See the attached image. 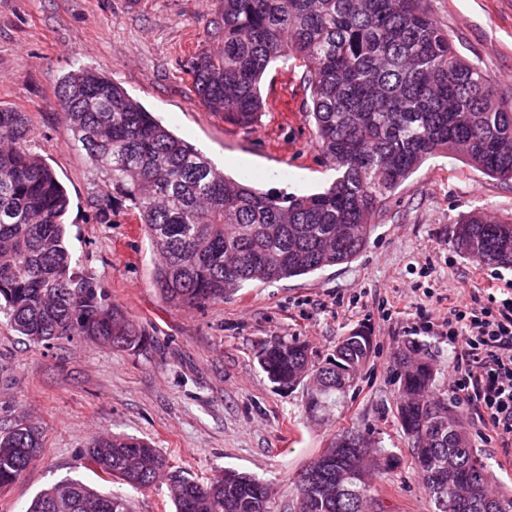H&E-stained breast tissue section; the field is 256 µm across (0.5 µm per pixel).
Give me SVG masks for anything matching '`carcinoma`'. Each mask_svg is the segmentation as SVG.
Masks as SVG:
<instances>
[{"label":"carcinoma","mask_w":512,"mask_h":512,"mask_svg":"<svg viewBox=\"0 0 512 512\" xmlns=\"http://www.w3.org/2000/svg\"><path fill=\"white\" fill-rule=\"evenodd\" d=\"M216 53L191 66L206 109L247 128L266 108L260 84L269 67L293 61L306 70L314 142L335 179L323 191H264L224 174L174 135L104 71L78 67L62 78L61 112L104 177L93 201L100 223L124 212L138 220L155 254L154 287L179 310L222 301L241 288L307 276L348 263L366 247L374 218L429 158L455 153L485 175L512 180V93L499 92L478 65L459 57L426 0H222ZM67 193L29 144L26 113L0 106V312L35 344L80 336L133 351L144 331L106 289L73 266L63 217ZM452 245L487 265L512 268V217L473 213L456 225ZM372 353L354 331L318 364L312 414L336 405ZM297 339L265 342L258 364L268 380L290 386L312 366ZM398 423L425 491L449 508L437 512H512L505 493L462 432V417L433 394L424 359L402 362ZM347 430L304 470L296 512H362L369 466ZM41 433L22 420L0 428V489L39 456ZM333 458L318 481L309 471ZM85 458L136 491L168 479L175 512H269L267 487L235 470L207 484L175 474L167 458L129 436L92 441ZM353 482L336 494V478ZM29 512H129L124 495L100 493L67 478L42 491Z\"/></svg>","instance_id":"carcinoma-1"}]
</instances>
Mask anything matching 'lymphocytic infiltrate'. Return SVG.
<instances>
[{
	"label": "lymphocytic infiltrate",
	"mask_w": 512,
	"mask_h": 512,
	"mask_svg": "<svg viewBox=\"0 0 512 512\" xmlns=\"http://www.w3.org/2000/svg\"><path fill=\"white\" fill-rule=\"evenodd\" d=\"M455 350L452 382L483 412L490 436L512 441V289L495 305L458 302L441 323Z\"/></svg>",
	"instance_id": "lymphocytic-infiltrate-1"
}]
</instances>
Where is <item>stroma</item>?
Masks as SVG:
<instances>
[{"mask_svg": "<svg viewBox=\"0 0 512 512\" xmlns=\"http://www.w3.org/2000/svg\"><path fill=\"white\" fill-rule=\"evenodd\" d=\"M456 52L495 88H512V0H428ZM220 0H0V104L27 113L30 144L55 170L79 271L145 328L150 343L121 351L79 338L36 345L0 320V427L27 419L43 432L40 455L0 489V512H27L64 478L124 494L130 512H173L166 482L138 492L90 466L83 453L102 434L150 442L173 472L208 483L232 468L269 489L270 512H294L296 481L333 438L359 430L399 459L374 477L367 512H435L397 419L399 355L416 344L435 387L497 483L512 491V446L485 438L478 409L450 384L454 348L439 322L454 301L487 298V283H512V268L466 258L451 240L465 214L512 216V180L488 177L453 155L428 160L376 218L354 261L311 276L240 289L200 308L173 310L153 286L150 241L129 216L99 223L102 177L57 106L61 79L85 65L108 72L177 136L215 166L257 187L311 194L333 173L314 145L302 67L274 64L262 85L267 106L241 129L207 111L190 64L220 46ZM363 329L374 352L356 383L323 416L305 410L308 382L279 388L256 356L274 336L296 337L321 355Z\"/></svg>", "mask_w": 512, "mask_h": 512, "instance_id": "35a3bbf8", "label": "stroma"}]
</instances>
